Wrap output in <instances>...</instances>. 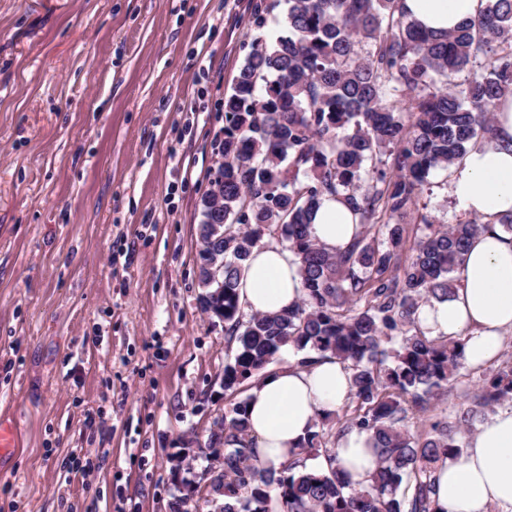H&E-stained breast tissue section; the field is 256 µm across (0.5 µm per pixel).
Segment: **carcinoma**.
Listing matches in <instances>:
<instances>
[{
    "instance_id": "cac0c4a2",
    "label": "carcinoma",
    "mask_w": 512,
    "mask_h": 512,
    "mask_svg": "<svg viewBox=\"0 0 512 512\" xmlns=\"http://www.w3.org/2000/svg\"><path fill=\"white\" fill-rule=\"evenodd\" d=\"M400 0H287L282 34L259 35L224 96V185L201 199L199 243L224 253V288L203 312L224 320V394L254 385L285 349L334 358L350 373L349 412L336 429L314 422L279 468L260 461L246 400L224 412L200 449L205 485L181 478L176 512H444L436 472L463 451L474 419L512 402V361L484 379L477 408L455 423L420 421L464 368L466 340L427 336L416 314L448 299L473 218L436 224L414 210L435 170L461 163L494 131L496 102L512 94V0H479L474 16L435 35ZM483 70L454 78L479 59ZM326 196L348 205L361 231L331 252L311 235ZM224 224V237L209 224ZM275 243L300 262L293 307L244 313L238 282L254 248ZM356 429L378 457L363 481L336 464ZM324 456L327 469L308 466ZM224 489V495L216 492Z\"/></svg>"
}]
</instances>
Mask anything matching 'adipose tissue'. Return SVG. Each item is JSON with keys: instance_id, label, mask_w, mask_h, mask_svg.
<instances>
[{"instance_id": "1", "label": "adipose tissue", "mask_w": 512, "mask_h": 512, "mask_svg": "<svg viewBox=\"0 0 512 512\" xmlns=\"http://www.w3.org/2000/svg\"><path fill=\"white\" fill-rule=\"evenodd\" d=\"M478 2L401 0L412 21L436 33L455 29L475 13ZM452 193L468 215L488 220L489 226L470 240L455 273L454 293L420 307L418 319L429 336L465 337L466 362L479 366L497 357L512 333V234L496 223L512 212V95L496 112L494 137L456 167ZM358 229L347 206L328 197L311 224L316 240L333 251L343 249ZM239 295L248 312H276L297 303L303 295L298 258L273 243L255 248ZM350 394V374L333 359L271 370L247 393L249 436L259 458L280 465L316 418L335 413ZM337 454L355 479H365L376 467L366 434L348 433ZM437 496L445 512H490L494 506L512 512V410L489 416L464 453L440 469Z\"/></svg>"}]
</instances>
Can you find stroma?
Listing matches in <instances>:
<instances>
[{
	"instance_id": "stroma-1",
	"label": "stroma",
	"mask_w": 512,
	"mask_h": 512,
	"mask_svg": "<svg viewBox=\"0 0 512 512\" xmlns=\"http://www.w3.org/2000/svg\"><path fill=\"white\" fill-rule=\"evenodd\" d=\"M257 6L277 31L284 0H0V512H172L171 456L223 416L197 226ZM452 178L418 211L466 220Z\"/></svg>"
}]
</instances>
